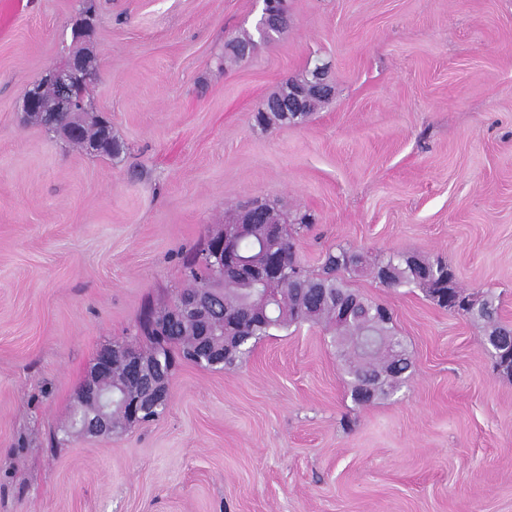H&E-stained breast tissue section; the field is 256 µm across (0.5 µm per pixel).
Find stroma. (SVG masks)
Returning <instances> with one entry per match:
<instances>
[{
	"label": "stroma",
	"instance_id": "1",
	"mask_svg": "<svg viewBox=\"0 0 512 512\" xmlns=\"http://www.w3.org/2000/svg\"><path fill=\"white\" fill-rule=\"evenodd\" d=\"M90 97L121 150L19 107L81 0H0V512H512V376L480 321L370 275L412 366L359 406L321 327L274 331L229 370L178 365L166 413L71 437L98 352L181 288L191 247L259 201L345 246L442 258L512 323V0H288V27L225 61L263 0H96ZM303 123L262 104L315 63ZM327 72L328 66L326 64H316L310 72V78L307 77L308 71H306L305 74H302L301 76L287 79L278 92L269 97V101L285 98L288 96L289 90L292 87L303 86L309 79L308 84L305 87H297L293 90L292 94L288 96L287 107H284V112H286L287 116L289 115L288 112H301L298 116L294 117L295 115H292L287 121L285 113L283 112H276L273 110L263 112L260 110L257 117L258 122L265 128H271L303 120L309 116L320 106L321 103L326 101V99L313 100L309 105L308 112H304L309 98H327L331 95V86L326 80Z\"/></svg>",
	"mask_w": 512,
	"mask_h": 512
}]
</instances>
